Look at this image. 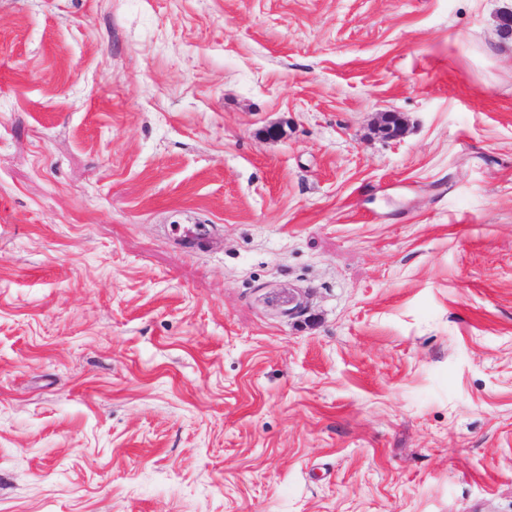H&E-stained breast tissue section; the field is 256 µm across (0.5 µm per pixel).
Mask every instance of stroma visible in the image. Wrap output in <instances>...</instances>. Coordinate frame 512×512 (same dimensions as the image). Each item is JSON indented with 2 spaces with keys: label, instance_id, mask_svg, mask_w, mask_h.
<instances>
[{
  "label": "stroma",
  "instance_id": "1",
  "mask_svg": "<svg viewBox=\"0 0 512 512\" xmlns=\"http://www.w3.org/2000/svg\"><path fill=\"white\" fill-rule=\"evenodd\" d=\"M506 3L0 0V512H512Z\"/></svg>",
  "mask_w": 512,
  "mask_h": 512
}]
</instances>
